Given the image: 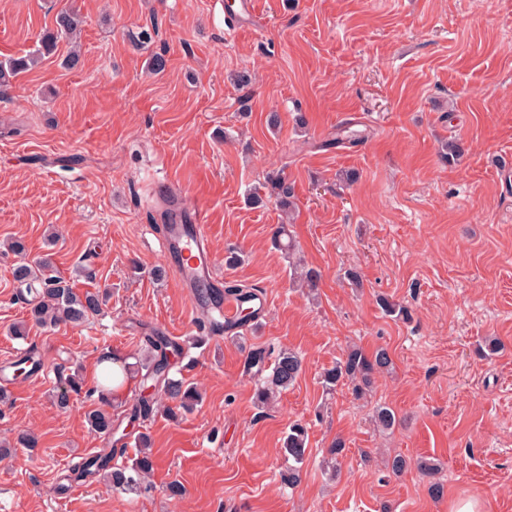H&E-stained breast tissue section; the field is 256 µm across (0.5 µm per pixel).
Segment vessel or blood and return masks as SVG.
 I'll return each mask as SVG.
<instances>
[{
    "instance_id": "vessel-or-blood-1",
    "label": "vessel or blood",
    "mask_w": 512,
    "mask_h": 512,
    "mask_svg": "<svg viewBox=\"0 0 512 512\" xmlns=\"http://www.w3.org/2000/svg\"><path fill=\"white\" fill-rule=\"evenodd\" d=\"M161 243L165 253L173 259L181 287L190 288L200 283L220 286L200 212L188 213L186 223L167 225Z\"/></svg>"
}]
</instances>
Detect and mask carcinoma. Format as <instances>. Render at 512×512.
Returning a JSON list of instances; mask_svg holds the SVG:
<instances>
[{"mask_svg":"<svg viewBox=\"0 0 512 512\" xmlns=\"http://www.w3.org/2000/svg\"><path fill=\"white\" fill-rule=\"evenodd\" d=\"M81 24L80 16L75 10L59 11L55 18V29L45 32L34 50L24 56L13 57L0 63V86L31 70L42 57L52 54L58 42L71 39ZM269 180L276 190L280 211L284 213L291 209L293 191L287 179L277 174L269 177ZM13 275L19 288L29 294L32 318L40 325L85 323L100 312L108 297L106 290L87 291L83 294L75 292L48 261L40 260L32 265L21 264L14 269ZM379 306L388 316L403 321L411 317L406 306L386 297L379 298ZM147 345V355L137 367L134 368L122 362L119 370L112 373V379L128 377L134 372L139 376L141 385L157 389L166 399L175 402V405L162 408L152 399H138L128 409V418L133 421L139 419L145 421L152 418L161 408L168 416L174 418L178 416V411L181 409L191 410L198 398V392L183 379L170 375V358L183 354L182 345L162 336L148 338ZM391 365L390 354L384 348L377 349L368 355L361 348L353 347L343 361L324 371L323 383L328 389L339 385H350L353 394L360 399L371 390L376 375L388 370ZM301 372L300 356L290 349L280 351L274 359L266 385L256 394L257 403L261 406L267 405L277 394L292 386ZM83 384L84 380L76 374L61 377L60 384L53 393L54 403L61 409L69 408L72 395L81 392ZM374 419L384 430L392 429L400 422L394 410L387 406L376 407ZM86 421L91 429L107 438L114 434L112 418L106 412L93 409L86 414ZM16 444L24 448H34L38 440L31 435H21L16 438ZM138 444L139 450L130 464L112 463L114 449H104L96 455L82 457L72 463L68 469V479L96 480L110 490L120 493L145 491L148 489L146 478L153 470L154 463L151 453L148 452L146 437H139ZM14 445L9 441H1L0 457L11 455ZM307 445L306 427L299 423L292 425L283 442V454L287 460L291 461L284 480L291 486L300 481L298 464L304 460Z\"/></svg>","mask_w":512,"mask_h":512,"instance_id":"carcinoma-1","label":"carcinoma"}]
</instances>
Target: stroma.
<instances>
[{"label":"stroma","instance_id":"1","mask_svg":"<svg viewBox=\"0 0 512 512\" xmlns=\"http://www.w3.org/2000/svg\"><path fill=\"white\" fill-rule=\"evenodd\" d=\"M68 6L82 16L78 66L62 67V41L0 86V363L29 348L49 363L0 402V440L38 439L0 458V512H448L466 497L512 512V0H254L235 27L224 0H0V60L33 50ZM156 52L167 59L159 75L146 70ZM241 72L249 83L236 82ZM347 121L362 140L336 145ZM457 138L465 153L451 164L441 146ZM344 170L358 180L341 183ZM273 172L294 187L289 231L320 274L316 295L293 285L275 242ZM171 187L202 213L223 282L261 293L247 330L199 341L197 295L157 235V192ZM255 191L263 205L248 203ZM232 250L243 257L235 266L224 262ZM45 258L77 291L111 285L97 316L32 320L12 272ZM352 268L362 287L346 279ZM381 295L410 320L386 316ZM17 324L25 338L12 337ZM156 330L189 346L172 372L201 391L192 412L128 422L135 379L114 403L79 394L53 404L63 370L95 386L103 355L136 362ZM488 337L503 348L486 359L477 348ZM354 346L386 348L393 361L367 402L322 382ZM257 347L302 358L268 409L245 369ZM377 404L399 425L379 428ZM102 406L125 459L149 435V491L96 481L60 491L71 462L107 445L85 420ZM295 423L309 439L291 486L282 443ZM338 439L346 450L331 470ZM384 449L441 468L396 476ZM433 479L443 498L428 495ZM174 481L182 495L170 496Z\"/></svg>","mask_w":512,"mask_h":512}]
</instances>
